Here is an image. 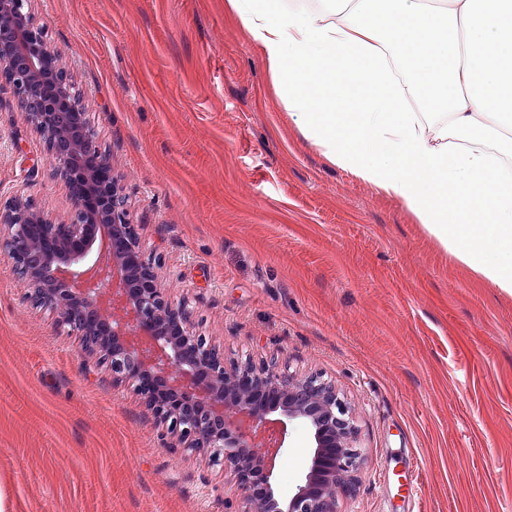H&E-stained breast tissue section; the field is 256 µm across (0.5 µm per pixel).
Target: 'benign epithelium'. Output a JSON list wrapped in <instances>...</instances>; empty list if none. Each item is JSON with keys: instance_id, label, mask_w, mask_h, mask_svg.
Wrapping results in <instances>:
<instances>
[{"instance_id": "7a95c632", "label": "benign epithelium", "mask_w": 512, "mask_h": 512, "mask_svg": "<svg viewBox=\"0 0 512 512\" xmlns=\"http://www.w3.org/2000/svg\"><path fill=\"white\" fill-rule=\"evenodd\" d=\"M31 2L0 0V80L42 137L73 211L59 224L28 198L0 201V252L26 283L25 299L55 312L112 385L134 387L162 427L164 447L224 464V512H338L337 492L353 490L361 464L344 398L274 360L225 363L195 330L188 304L173 305L158 288L156 261H137L139 286L128 287L125 255L142 248L112 156L90 114L69 98V75ZM114 309L125 316L113 318ZM295 422L308 428L311 454L284 494L276 461Z\"/></svg>"}]
</instances>
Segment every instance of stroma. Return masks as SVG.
Instances as JSON below:
<instances>
[{
	"mask_svg": "<svg viewBox=\"0 0 512 512\" xmlns=\"http://www.w3.org/2000/svg\"><path fill=\"white\" fill-rule=\"evenodd\" d=\"M123 176L160 285L225 361L336 386L364 463L339 512H512V296L330 166L226 0H32ZM71 202L0 83V199ZM0 254V512H224V467L162 447ZM289 428L280 486L310 456Z\"/></svg>",
	"mask_w": 512,
	"mask_h": 512,
	"instance_id": "obj_1",
	"label": "stroma"
}]
</instances>
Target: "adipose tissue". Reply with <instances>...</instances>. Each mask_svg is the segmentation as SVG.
I'll use <instances>...</instances> for the list:
<instances>
[{
    "label": "adipose tissue",
    "mask_w": 512,
    "mask_h": 512,
    "mask_svg": "<svg viewBox=\"0 0 512 512\" xmlns=\"http://www.w3.org/2000/svg\"><path fill=\"white\" fill-rule=\"evenodd\" d=\"M309 143L512 295V0H228Z\"/></svg>",
    "instance_id": "1"
}]
</instances>
